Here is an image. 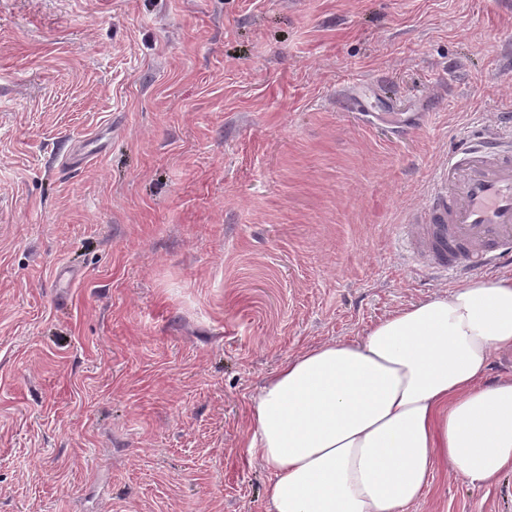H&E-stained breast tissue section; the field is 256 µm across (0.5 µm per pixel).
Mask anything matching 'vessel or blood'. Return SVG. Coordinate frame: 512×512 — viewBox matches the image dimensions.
<instances>
[{
  "label": "vessel or blood",
  "instance_id": "obj_1",
  "mask_svg": "<svg viewBox=\"0 0 512 512\" xmlns=\"http://www.w3.org/2000/svg\"><path fill=\"white\" fill-rule=\"evenodd\" d=\"M428 217L404 225L407 252L435 274L459 278L512 266V141L492 134L460 142L425 202Z\"/></svg>",
  "mask_w": 512,
  "mask_h": 512
}]
</instances>
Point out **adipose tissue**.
Here are the masks:
<instances>
[{"instance_id": "1", "label": "adipose tissue", "mask_w": 512, "mask_h": 512, "mask_svg": "<svg viewBox=\"0 0 512 512\" xmlns=\"http://www.w3.org/2000/svg\"><path fill=\"white\" fill-rule=\"evenodd\" d=\"M512 276L416 301L359 337L288 357L249 406L246 455L269 512H407L440 465L487 486L512 472Z\"/></svg>"}]
</instances>
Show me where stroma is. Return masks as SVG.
Returning <instances> with one entry per match:
<instances>
[{
    "instance_id": "stroma-1",
    "label": "stroma",
    "mask_w": 512,
    "mask_h": 512,
    "mask_svg": "<svg viewBox=\"0 0 512 512\" xmlns=\"http://www.w3.org/2000/svg\"><path fill=\"white\" fill-rule=\"evenodd\" d=\"M508 130L512 0H0V512H268L251 399L451 289L401 226Z\"/></svg>"
}]
</instances>
